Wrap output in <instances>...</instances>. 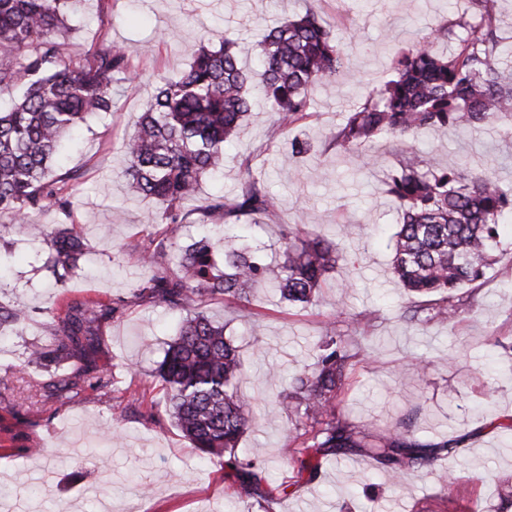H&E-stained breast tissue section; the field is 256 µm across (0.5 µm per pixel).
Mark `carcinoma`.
I'll return each instance as SVG.
<instances>
[{"instance_id": "cac0c4a2", "label": "carcinoma", "mask_w": 512, "mask_h": 512, "mask_svg": "<svg viewBox=\"0 0 512 512\" xmlns=\"http://www.w3.org/2000/svg\"><path fill=\"white\" fill-rule=\"evenodd\" d=\"M75 2L0 0V93L22 89L10 109L0 111V218L44 237L53 263L64 269L76 265L87 243L72 226L47 232L30 218L52 211L71 217L82 173L54 166L55 156L64 137L88 117L112 111L113 86L130 77L129 56L121 48L103 44L92 52H73L65 19ZM494 2L468 0L458 19L414 40L390 76L345 114L330 143L347 152L381 138L406 144L429 128L466 132L478 124L512 123V39L501 32ZM253 52L257 69L251 72L240 65L237 43L226 39L217 50L200 47L179 76L158 78L156 93L125 142L124 166L133 192L156 204L157 223H188L185 204L223 166L225 143L240 133L251 112L250 89L259 90L274 128L285 133L312 116L317 87L359 82L344 46L312 8L269 29ZM239 167L233 195H213L193 209L194 223L211 232L177 247L149 234L143 259L150 275L133 295L148 293L172 308L197 303L155 370L167 392L168 412L191 447L224 458L233 497L269 503L275 495L264 468L236 453L249 425L237 394V350L224 339V324L202 305L217 298L246 301L269 275L278 280L283 298L310 304L336 265L338 248L293 224L286 259L275 267L262 251L231 242L230 230L261 224L278 209L254 158H242ZM386 192L401 212L392 273L408 292L429 297L408 320L425 310V322H446L471 308L472 295L458 291L484 279L500 226L512 216V186L466 163L446 167L435 159L423 164L409 159L390 177ZM215 233L224 239L222 270L214 259ZM120 309L119 302L88 299L51 314L52 343L31 345L19 368L52 363L72 368L56 382L33 386L27 411L44 412L88 389L112 392V372L99 367L95 355L101 328ZM28 319L24 308L0 303V331ZM370 359L365 348L328 332L313 366L283 396L288 414L295 416L292 459L298 477L306 473L312 480L321 461L358 454L396 480L407 469L460 452L461 439L423 441L406 424L374 439L336 415L347 375Z\"/></svg>"}]
</instances>
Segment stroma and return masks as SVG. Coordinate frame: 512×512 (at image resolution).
<instances>
[{
  "instance_id": "1",
  "label": "stroma",
  "mask_w": 512,
  "mask_h": 512,
  "mask_svg": "<svg viewBox=\"0 0 512 512\" xmlns=\"http://www.w3.org/2000/svg\"><path fill=\"white\" fill-rule=\"evenodd\" d=\"M319 0L327 28L345 45L364 88L390 72L395 53L432 24L453 20L452 0ZM305 0H87L69 15L76 52L107 42L130 49L140 80L117 86L112 113L90 117L64 155L80 170L71 220L88 243L75 269L56 279L49 251L14 224L0 226V297L27 308V325L0 337V512H512L501 496L512 483V368L483 370L497 343L512 344V225L504 226L473 306L446 323L407 321L415 297L393 281L389 268L399 216L385 183L404 157H436L453 166L469 162L512 185V134L485 128L423 132L413 146L380 141L379 158L365 150L339 152L324 141L361 95L347 85L320 87L306 133L313 145L303 157L285 155L266 103L252 110L224 149V171L201 186V196L229 194L239 163L255 156L279 203L266 223L239 234L281 260L287 225L315 228L336 242L340 258L318 300L282 301L273 284L248 301L208 303L224 325L242 365L237 391L250 414L237 453L266 468L269 483H287L270 504L231 501L217 457L191 448L168 416L167 394L155 368L176 337L186 310L135 299L132 290L149 270L141 248L156 221L153 203L136 196L123 175L124 144L156 86V75L184 71L199 45L219 48L236 40L244 68L256 66L251 47L267 29L304 13ZM124 299L121 318L100 331L98 365L111 370V394L86 391L34 419L12 406L29 381L47 383L62 367L15 371L30 343L51 339L48 319L68 302ZM364 336L373 354L345 381L339 413L377 435L412 423L418 437L462 439V450L433 466L408 471L392 483L362 455L323 463L314 480L291 483L282 459L294 421L279 395L314 361L324 330ZM426 358L416 371L412 356ZM144 395L142 405L133 396ZM42 456H32V449Z\"/></svg>"
}]
</instances>
